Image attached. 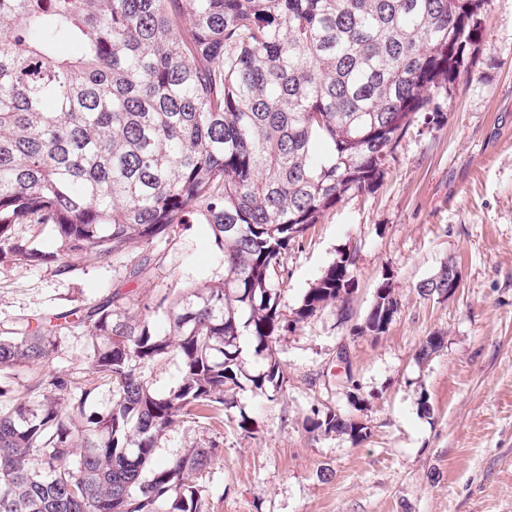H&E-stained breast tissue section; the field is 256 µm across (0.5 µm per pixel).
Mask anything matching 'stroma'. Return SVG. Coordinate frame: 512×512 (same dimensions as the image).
<instances>
[{"label": "stroma", "mask_w": 512, "mask_h": 512, "mask_svg": "<svg viewBox=\"0 0 512 512\" xmlns=\"http://www.w3.org/2000/svg\"><path fill=\"white\" fill-rule=\"evenodd\" d=\"M443 110L439 124H413L383 180L327 211L272 282L292 317L340 253L355 252L351 318L321 308L274 340L279 392L225 390L213 418L177 417L161 438V464L215 448L194 478L205 512H512V0H489L471 75ZM449 261L456 293L422 295L419 284ZM68 262L60 275L0 253V330L48 325L118 290L162 333L157 297L224 277L210 225L194 221L115 257ZM385 279L398 311L382 336L357 335ZM429 336L443 346L423 360ZM89 349L72 328L50 371L82 379ZM316 408L363 422L368 438L309 430Z\"/></svg>", "instance_id": "1"}]
</instances>
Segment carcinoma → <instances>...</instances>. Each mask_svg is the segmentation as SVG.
Here are the masks:
<instances>
[{
  "instance_id": "obj_1",
  "label": "carcinoma",
  "mask_w": 512,
  "mask_h": 512,
  "mask_svg": "<svg viewBox=\"0 0 512 512\" xmlns=\"http://www.w3.org/2000/svg\"><path fill=\"white\" fill-rule=\"evenodd\" d=\"M487 0H0V246L64 273L83 251L118 256L192 218L211 225L224 280L164 294L169 333L112 299L55 324L0 332V371L28 384L0 408V512H205L192 473L212 448L155 463L174 419L224 406L240 384V336L267 352L246 376L282 387L272 342L329 304L350 317L351 252L340 254L294 317L271 288L288 250L352 191L373 190L419 115L469 73ZM62 42L80 54L61 58ZM48 226L44 251L12 226ZM446 262L419 285L448 295ZM398 309L389 279L360 334L385 333ZM91 342L88 379L45 371L71 325ZM166 395L140 369L170 355ZM105 386L109 405L93 404ZM310 429L369 436L316 410Z\"/></svg>"
}]
</instances>
